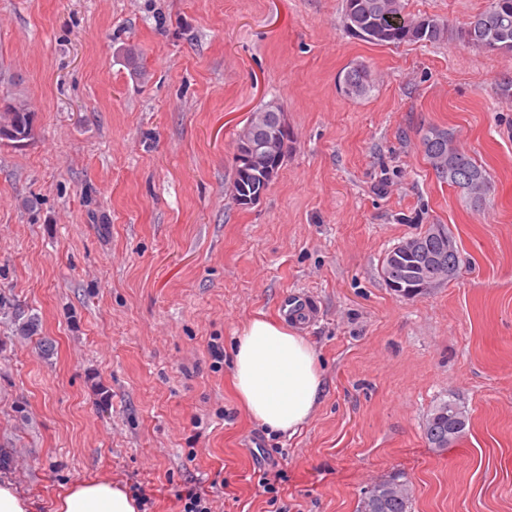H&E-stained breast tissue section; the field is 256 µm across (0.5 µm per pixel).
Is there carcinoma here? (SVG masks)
Here are the masks:
<instances>
[{"instance_id": "carcinoma-1", "label": "carcinoma", "mask_w": 512, "mask_h": 512, "mask_svg": "<svg viewBox=\"0 0 512 512\" xmlns=\"http://www.w3.org/2000/svg\"><path fill=\"white\" fill-rule=\"evenodd\" d=\"M344 26L356 38L375 45L401 44L405 42H436L445 34V25L437 19H411L408 25H397V19L405 16L402 0H343ZM507 28L512 32V0H489L488 6L471 16L460 28V38L478 49H499L493 35ZM371 72L363 65L352 66L339 78V88L348 97H362L373 88ZM284 110L278 104H266L250 113L235 140V150L245 144L271 142L276 154L277 165H282L288 152L287 144L291 135L281 130ZM8 126L16 135L34 131V113L21 100L0 101V127ZM424 155L435 176L461 188L471 202L479 204L488 190L487 172L478 165L456 143L453 134L438 127L428 128L422 137ZM444 234L436 235L432 227L413 235L419 243L414 257L416 264L431 262L443 269L452 265L460 266L458 246L448 247V241L455 240L448 227ZM388 251L381 264L385 283L407 282L412 279L410 267L392 259ZM457 410V415L468 422L465 410L455 401L449 400L436 406L426 420L424 434L429 446L437 444L448 447L465 433H448V408ZM379 490L369 488L360 500L359 512L379 504L378 512H409L411 493L392 495L377 501Z\"/></svg>"}]
</instances>
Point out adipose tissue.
Returning a JSON list of instances; mask_svg holds the SVG:
<instances>
[{
    "label": "adipose tissue",
    "instance_id": "adipose-tissue-1",
    "mask_svg": "<svg viewBox=\"0 0 512 512\" xmlns=\"http://www.w3.org/2000/svg\"><path fill=\"white\" fill-rule=\"evenodd\" d=\"M232 378L246 413L283 434L296 433L307 423L324 386L312 345L287 324L262 316L238 331ZM53 512H137V503L112 481L96 479L57 494Z\"/></svg>",
    "mask_w": 512,
    "mask_h": 512
}]
</instances>
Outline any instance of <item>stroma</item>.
Segmentation results:
<instances>
[{
	"label": "stroma",
	"mask_w": 512,
	"mask_h": 512,
	"mask_svg": "<svg viewBox=\"0 0 512 512\" xmlns=\"http://www.w3.org/2000/svg\"><path fill=\"white\" fill-rule=\"evenodd\" d=\"M342 2L0 0V97L36 115L0 145V481L32 512L94 479L144 489L140 512H181L193 484L212 512H358L394 476L410 512H512V53L457 36L488 0H403L446 33L386 46ZM270 102L294 138L242 209L234 142ZM431 126L486 170L481 205L430 169ZM429 224L459 270L400 298L382 260ZM293 296L324 389L288 436L238 405L231 349ZM448 400L469 423L437 454L424 423ZM371 72L363 65L352 66L339 78V88L348 97H362L373 88Z\"/></svg>",
	"instance_id": "35a3bbf8"
}]
</instances>
